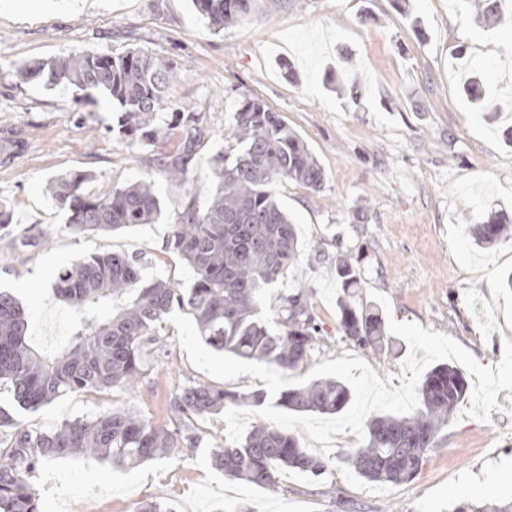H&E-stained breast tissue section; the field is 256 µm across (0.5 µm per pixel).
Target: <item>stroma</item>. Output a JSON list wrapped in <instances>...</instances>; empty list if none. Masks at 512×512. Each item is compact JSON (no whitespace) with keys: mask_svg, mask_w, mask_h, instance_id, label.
Returning a JSON list of instances; mask_svg holds the SVG:
<instances>
[{"mask_svg":"<svg viewBox=\"0 0 512 512\" xmlns=\"http://www.w3.org/2000/svg\"><path fill=\"white\" fill-rule=\"evenodd\" d=\"M141 48L170 61L177 81L158 113H197L210 131L204 159L186 181L155 174L153 148H128L116 131L110 104L85 106L84 93L64 84L23 82L22 65L75 54L119 55ZM486 63L482 82L499 109L488 117L462 91L465 69ZM356 75L360 104L325 87L326 75ZM263 100L302 137L325 171L321 191L282 181L273 191L296 223L303 253L334 252L342 239L359 252L362 299L383 318L415 323L452 338L480 365L496 366L504 339L512 340V234L477 247L468 227L488 210L512 217V22L478 25L459 0H263L242 23L214 33L192 0H0V149L21 146L0 164V203L11 210V229L0 239V289L30 313L28 334L46 352L70 333L69 308L53 293L59 272L81 256L122 251L142 257L148 278L189 287L193 273L162 253L168 226L186 197L205 207L213 181L207 158L223 151L243 97ZM70 171L92 173L95 192L151 179L160 199L157 223L115 232L75 235L55 206L49 183ZM48 238L21 241L37 231ZM304 286L328 344L313 364L359 354L380 378L400 387L408 346L358 350L341 340L336 279L328 267L300 265L268 294L262 313L272 316L277 293ZM171 371L130 392L106 399L65 394L18 420L48 431L92 416L103 401L132 406L153 424L167 422L169 390L187 379L206 381L167 328ZM490 420L466 415L462 401L439 433L418 475L380 486L333 464L327 482L356 512H450L460 502L512 501V394L500 391ZM199 447L181 455L116 469L92 458L63 459L39 471L42 512H136L157 500L173 512H344L336 499L295 471L282 472L276 489L230 480L210 461V434H225L221 415L199 421Z\"/></svg>","mask_w":512,"mask_h":512,"instance_id":"1","label":"stroma"}]
</instances>
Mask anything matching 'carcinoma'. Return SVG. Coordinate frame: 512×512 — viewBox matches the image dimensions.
I'll list each match as a JSON object with an SVG mask.
<instances>
[{"instance_id": "obj_1", "label": "carcinoma", "mask_w": 512, "mask_h": 512, "mask_svg": "<svg viewBox=\"0 0 512 512\" xmlns=\"http://www.w3.org/2000/svg\"><path fill=\"white\" fill-rule=\"evenodd\" d=\"M466 2L487 26L503 19L499 0ZM193 3L216 33L245 20L254 7L253 0ZM19 75L25 82L45 76L105 96L121 112L119 131L128 145H152L155 171L168 180H185L200 161L207 130L196 113L173 115L169 129L179 136L172 147L155 124L176 72L148 50L70 54L25 66ZM227 139L232 145L210 159L214 191L208 204L201 210L194 200L185 201L169 224L164 251L193 270L191 287L144 278L140 259L127 253L79 257L59 272L54 284L57 297L78 315L69 343L54 353L31 345L24 309L13 295L0 291V387L7 388L20 409L35 411L70 392L103 395L115 388L137 389L154 362L167 357L165 321L176 309L192 316L216 350L283 371L309 364L323 341L313 290L293 288L281 294L271 321L262 316V303L299 263L296 224L271 187L288 181L318 192L324 169L282 116L257 98L243 99ZM91 181L87 173L71 172L52 183L51 196L66 214L71 233H109L160 217L152 181L115 185L99 194L86 191ZM511 225L503 213L491 211L482 223L469 226V234L478 246L492 245ZM330 268L336 277L341 335L361 349L388 350L385 321L361 301L362 272L349 251L336 248ZM466 393L461 370L436 366L418 385L417 408L404 415L370 417L362 444L344 453L340 462L375 484L412 480ZM268 398L263 390L228 391L190 381L170 393L164 426L112 405L50 431H32L0 406V512H41L32 478L55 459L86 456L126 468L169 457L199 445L198 420L230 406H261ZM351 400L344 382L321 378L279 392L276 403L299 414H337ZM211 459L225 478L265 489L276 487L283 470L319 482L329 467L288 432L267 424L253 426L238 442L214 440ZM453 512H512V502L461 503Z\"/></svg>"}]
</instances>
